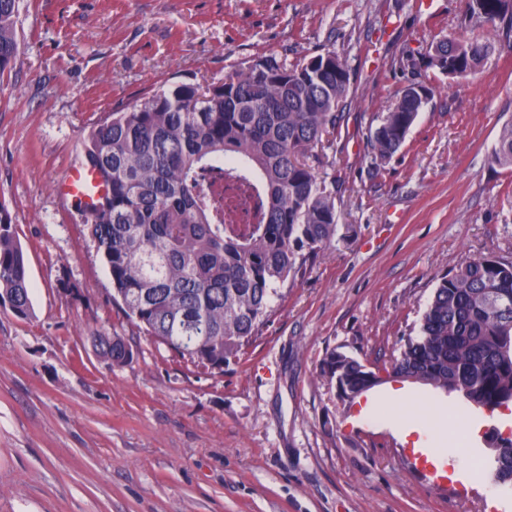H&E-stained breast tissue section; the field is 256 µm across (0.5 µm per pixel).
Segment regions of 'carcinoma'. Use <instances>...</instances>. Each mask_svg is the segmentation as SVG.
I'll list each match as a JSON object with an SVG mask.
<instances>
[{
	"instance_id": "obj_1",
	"label": "carcinoma",
	"mask_w": 512,
	"mask_h": 512,
	"mask_svg": "<svg viewBox=\"0 0 512 512\" xmlns=\"http://www.w3.org/2000/svg\"><path fill=\"white\" fill-rule=\"evenodd\" d=\"M19 0H0V75L21 47ZM470 27L512 40V0H468ZM495 44L460 34L431 43L427 65L442 74L476 71ZM351 74L336 51L287 63L261 56L220 84L177 82L98 123L82 164L109 186L85 224L112 279V298L156 343L207 370L239 357L269 320L280 286L330 248L335 197L313 162L323 135L345 120ZM433 90L406 85L370 131L372 165L406 141ZM492 161L512 168V123ZM219 163L255 191L258 222L235 224L211 201L201 176ZM0 305L32 314L29 273L15 226L0 202ZM116 366L133 359L119 336L95 337ZM320 375L341 383L347 403L384 383L379 373L331 350ZM389 375L456 392L472 409L512 404V263L473 258L439 279L419 332ZM498 484H512V439L490 435Z\"/></svg>"
}]
</instances>
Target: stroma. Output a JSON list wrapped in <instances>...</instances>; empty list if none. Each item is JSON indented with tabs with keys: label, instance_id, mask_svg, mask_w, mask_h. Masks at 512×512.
Listing matches in <instances>:
<instances>
[{
	"label": "stroma",
	"instance_id": "35a3bbf8",
	"mask_svg": "<svg viewBox=\"0 0 512 512\" xmlns=\"http://www.w3.org/2000/svg\"><path fill=\"white\" fill-rule=\"evenodd\" d=\"M465 0H21L19 56L0 76V201L27 253L33 315L0 306V512H512L474 462L491 426L455 393L402 383L387 416L345 406L320 377L338 349L390 367L438 278L467 260L512 262V169L490 162L512 122V44L476 73L428 67L465 26ZM324 48L346 59V121L320 153L337 179L332 247L274 299L267 326L223 371L145 336L112 299L82 210L53 190L110 113L173 82L220 83L257 57ZM433 87L383 176L368 136L409 81ZM69 279L79 290L60 285ZM134 358L111 365L97 335ZM423 426L446 464L422 460ZM98 353L112 365L123 366L133 359V349L120 336H95Z\"/></svg>",
	"mask_w": 512,
	"mask_h": 512
}]
</instances>
